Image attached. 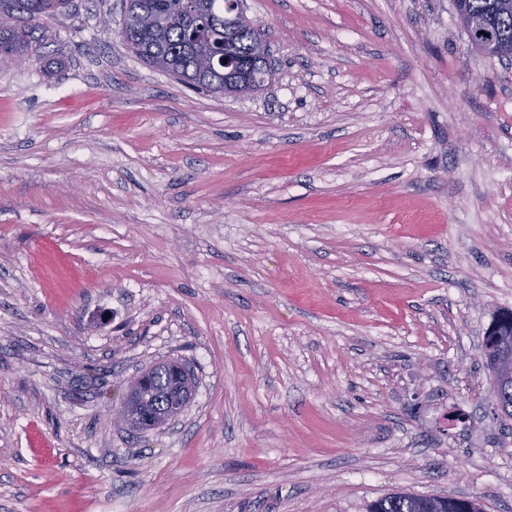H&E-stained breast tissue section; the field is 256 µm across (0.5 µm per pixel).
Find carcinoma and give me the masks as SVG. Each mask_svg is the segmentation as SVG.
I'll use <instances>...</instances> for the list:
<instances>
[{"mask_svg": "<svg viewBox=\"0 0 512 512\" xmlns=\"http://www.w3.org/2000/svg\"><path fill=\"white\" fill-rule=\"evenodd\" d=\"M68 0H0V53L19 55L27 35L14 24L17 15L26 17L30 31L44 17L64 10ZM225 0H129L126 3L122 38L128 51L181 82L215 94L224 93V66L211 60L204 68V50L224 39ZM457 14L474 21L489 37L471 41L479 52L508 58L512 51V8L503 0H455ZM258 32L254 23L239 26L238 53L252 69L254 89L265 86L266 64L253 56L252 42ZM490 337L496 347L512 354V310L496 316ZM173 381L171 367L157 363L143 392L144 409L159 412L164 392ZM368 512H483L476 499L416 496L392 493L368 507Z\"/></svg>", "mask_w": 512, "mask_h": 512, "instance_id": "cac0c4a2", "label": "carcinoma"}]
</instances>
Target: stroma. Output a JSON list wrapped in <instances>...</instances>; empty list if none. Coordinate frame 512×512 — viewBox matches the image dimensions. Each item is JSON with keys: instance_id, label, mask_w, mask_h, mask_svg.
Segmentation results:
<instances>
[{"instance_id": "stroma-1", "label": "stroma", "mask_w": 512, "mask_h": 512, "mask_svg": "<svg viewBox=\"0 0 512 512\" xmlns=\"http://www.w3.org/2000/svg\"><path fill=\"white\" fill-rule=\"evenodd\" d=\"M229 97L70 0L0 55V512H512L479 347L512 310V62L454 0H244ZM198 381L142 434L112 408ZM258 32L254 23L248 21V24L239 26L238 34V53L243 60L248 62L252 69V80L254 83L253 90H257L265 86L264 78L266 74V64L259 62L253 56L252 42L257 38ZM175 366L180 374V380L170 393L168 398L170 407L168 410L163 411L162 401L166 403L163 395L167 386L174 378L169 365L156 363L150 368L151 375L146 382V388L143 392L144 409L151 412L161 411L155 420L156 425L160 427L184 409L192 394V370L184 364H175ZM477 499L443 496H416L392 493L381 497L368 507V512H483Z\"/></svg>"}]
</instances>
